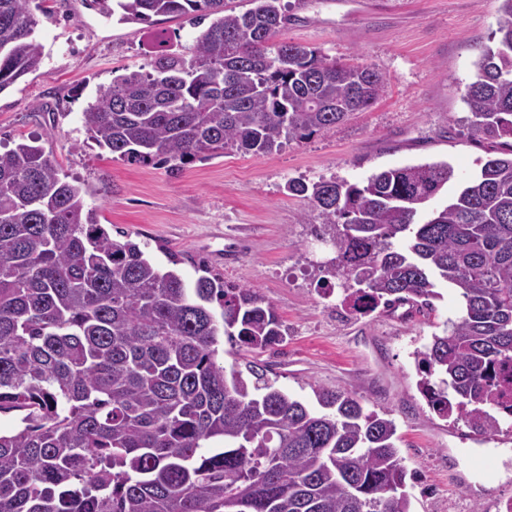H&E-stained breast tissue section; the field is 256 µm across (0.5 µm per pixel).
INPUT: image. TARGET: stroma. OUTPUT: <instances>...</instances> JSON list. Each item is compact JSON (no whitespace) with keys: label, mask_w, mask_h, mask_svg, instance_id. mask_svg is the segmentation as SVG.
Wrapping results in <instances>:
<instances>
[{"label":"stroma","mask_w":512,"mask_h":512,"mask_svg":"<svg viewBox=\"0 0 512 512\" xmlns=\"http://www.w3.org/2000/svg\"><path fill=\"white\" fill-rule=\"evenodd\" d=\"M290 21L278 41L319 49L331 60L373 64L387 77L377 102L336 127L269 154L226 149L177 175L132 164L100 149L81 114L116 72L153 60L156 34L187 52L199 27L184 18L121 21L112 0H45L36 36L40 69L0 93V150L38 138L69 176L89 190L111 235L125 232L161 266L169 253L189 282L203 272L255 288L288 327L283 343L250 352L221 340L225 367L262 365L276 387L315 405L313 386L358 393L367 410L398 426L412 512H498L512 500V421L495 435H473L443 419L417 387L414 353L460 311L456 290L438 285L430 316L383 308L360 315L341 307L317 276L319 218L289 182L352 183L392 167L449 162L468 176L487 157L470 138L462 101L475 62L496 28L498 0H284ZM508 449L477 473L473 454Z\"/></svg>","instance_id":"obj_1"}]
</instances>
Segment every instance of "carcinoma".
Listing matches in <instances>:
<instances>
[{
    "mask_svg": "<svg viewBox=\"0 0 512 512\" xmlns=\"http://www.w3.org/2000/svg\"><path fill=\"white\" fill-rule=\"evenodd\" d=\"M116 0L120 19L214 20L190 55L158 56L98 88L82 121L102 149L172 174L230 146L268 154L370 108L371 64L273 42L281 0ZM467 85L468 132L491 154L457 178L445 161L361 183H291L322 218L341 305L428 316L439 284L462 308L415 352L420 392L476 435L512 418V0ZM35 0H0V93L40 68ZM37 141L0 152V512H411L397 424L362 398L314 389L313 408L256 363L226 369L219 337L249 351L284 341L275 308L217 276L187 283L113 238ZM402 240L398 247L396 240ZM220 314H215L212 304Z\"/></svg>",
    "mask_w": 512,
    "mask_h": 512,
    "instance_id": "1",
    "label": "carcinoma"
}]
</instances>
